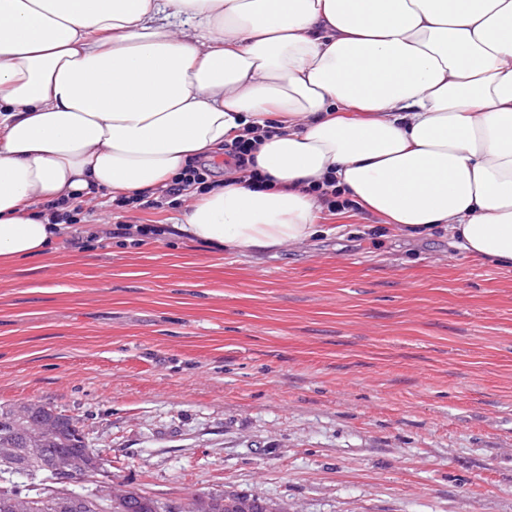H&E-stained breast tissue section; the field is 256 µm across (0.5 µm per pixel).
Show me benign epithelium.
<instances>
[{
	"label": "benign epithelium",
	"instance_id": "1",
	"mask_svg": "<svg viewBox=\"0 0 512 512\" xmlns=\"http://www.w3.org/2000/svg\"><path fill=\"white\" fill-rule=\"evenodd\" d=\"M42 411L43 405L38 402H21L5 413L3 420L18 428L22 439L6 448H0L1 471H13L20 460L40 456L42 443L57 431L58 426L74 421L72 416L55 411L54 419L37 424L35 419ZM76 436L87 447L78 453L60 454L46 466L49 478L45 488L57 497V512H83L85 499L73 489L77 483L95 480L107 486L112 482V472L108 469L111 461L106 453L88 441L89 433L83 425H77Z\"/></svg>",
	"mask_w": 512,
	"mask_h": 512
}]
</instances>
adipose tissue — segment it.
I'll use <instances>...</instances> for the list:
<instances>
[{
  "mask_svg": "<svg viewBox=\"0 0 512 512\" xmlns=\"http://www.w3.org/2000/svg\"><path fill=\"white\" fill-rule=\"evenodd\" d=\"M255 126L197 242L308 243L332 179L398 232L512 267V0H0V265L65 230L35 201L156 191ZM259 128H247L244 132L233 139L230 143H224V165L225 174L226 166L230 170L243 174L244 177H248L253 183H263L264 180L254 168V156L253 152L259 145L258 134Z\"/></svg>",
  "mask_w": 512,
  "mask_h": 512,
  "instance_id": "ef3b65f1",
  "label": "adipose tissue"
}]
</instances>
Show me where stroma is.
I'll return each mask as SVG.
<instances>
[{
	"label": "stroma",
	"mask_w": 512,
	"mask_h": 512,
	"mask_svg": "<svg viewBox=\"0 0 512 512\" xmlns=\"http://www.w3.org/2000/svg\"><path fill=\"white\" fill-rule=\"evenodd\" d=\"M0 266V406L78 419L114 482L278 512H512V268L358 209L258 255L175 230Z\"/></svg>",
	"instance_id": "1"
}]
</instances>
